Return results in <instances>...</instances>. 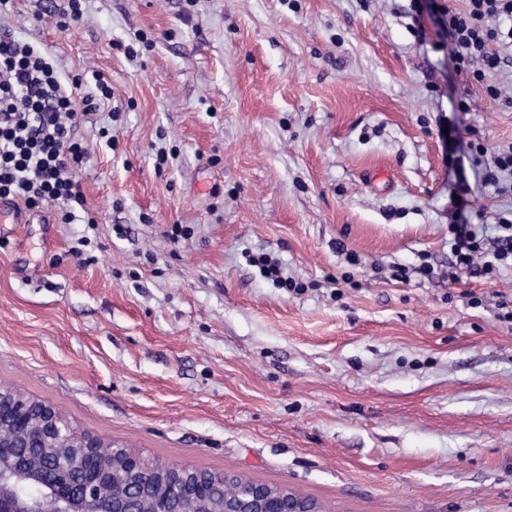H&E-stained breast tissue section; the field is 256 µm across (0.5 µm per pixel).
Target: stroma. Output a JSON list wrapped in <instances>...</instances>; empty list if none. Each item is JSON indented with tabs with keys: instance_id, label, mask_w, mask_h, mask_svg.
Here are the masks:
<instances>
[{
	"instance_id": "stroma-1",
	"label": "stroma",
	"mask_w": 512,
	"mask_h": 512,
	"mask_svg": "<svg viewBox=\"0 0 512 512\" xmlns=\"http://www.w3.org/2000/svg\"><path fill=\"white\" fill-rule=\"evenodd\" d=\"M465 7L82 0L62 31L13 0L0 32L98 100L75 130L95 221H0V386L323 512H512V268L448 278L449 225L512 215L470 149L512 145L487 91L512 66L456 68Z\"/></svg>"
}]
</instances>
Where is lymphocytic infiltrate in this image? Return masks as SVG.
Returning a JSON list of instances; mask_svg holds the SVG:
<instances>
[{
	"label": "lymphocytic infiltrate",
	"mask_w": 512,
	"mask_h": 512,
	"mask_svg": "<svg viewBox=\"0 0 512 512\" xmlns=\"http://www.w3.org/2000/svg\"><path fill=\"white\" fill-rule=\"evenodd\" d=\"M504 17H512V0H468L465 10L448 14L450 54L475 79L507 63L490 48L495 41H512V28L499 25ZM92 109L67 93L40 49L0 35V198L29 208L57 206L62 223H72L85 206L76 180L85 151L74 130ZM497 227L498 245L490 251L472 225H451L452 269L497 273L512 259V223L502 220Z\"/></svg>",
	"instance_id": "lymphocytic-infiltrate-1"
}]
</instances>
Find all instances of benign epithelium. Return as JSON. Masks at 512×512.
I'll return each instance as SVG.
<instances>
[{"label":"benign epithelium","mask_w":512,"mask_h":512,"mask_svg":"<svg viewBox=\"0 0 512 512\" xmlns=\"http://www.w3.org/2000/svg\"><path fill=\"white\" fill-rule=\"evenodd\" d=\"M26 448H41L31 457ZM67 470L55 468L54 457ZM24 484L40 494L19 493ZM0 512H319L311 499L245 480L224 496V476L158 463L75 426L54 407L0 389Z\"/></svg>","instance_id":"obj_1"}]
</instances>
